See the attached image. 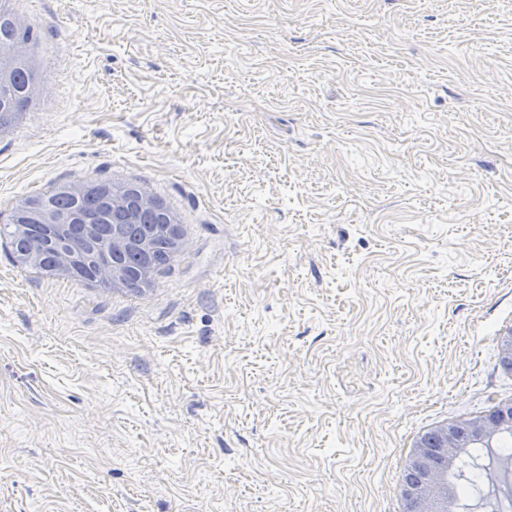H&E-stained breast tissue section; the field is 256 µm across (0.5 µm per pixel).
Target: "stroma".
<instances>
[{"label":"stroma","mask_w":512,"mask_h":512,"mask_svg":"<svg viewBox=\"0 0 512 512\" xmlns=\"http://www.w3.org/2000/svg\"><path fill=\"white\" fill-rule=\"evenodd\" d=\"M38 84L0 224L146 190L132 291L0 237V512H403L417 438L512 402V0H13ZM104 200L107 208L112 212V216L119 218L121 223H123L117 225L119 228H124L126 224H142L145 214H154L157 216L156 223L164 224L161 226L165 228V236L155 235V232L151 231L152 225L155 224L152 219H149L148 222L145 223L148 224V227H145L143 230L149 229L152 235H155L153 238L155 251L149 264L152 269V275L168 267L171 262L170 259H157V256L164 255L165 237L171 238L178 243L180 239L177 224L171 223L167 211L162 205L145 191L137 188L112 191V195L106 197Z\"/></svg>","instance_id":"1"}]
</instances>
